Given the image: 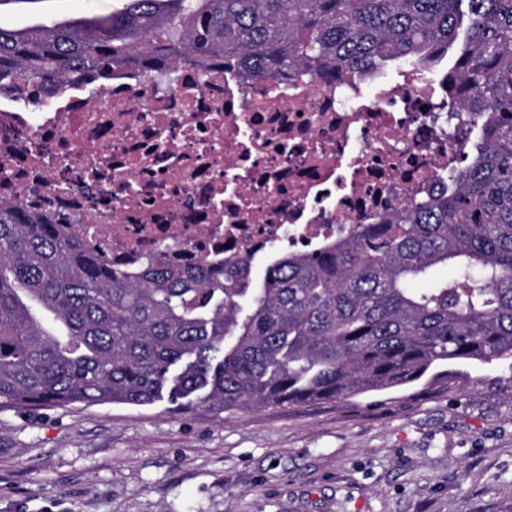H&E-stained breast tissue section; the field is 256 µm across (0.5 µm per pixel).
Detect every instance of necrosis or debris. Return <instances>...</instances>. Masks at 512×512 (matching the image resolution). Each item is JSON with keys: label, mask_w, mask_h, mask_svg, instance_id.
Segmentation results:
<instances>
[{"label": "necrosis or debris", "mask_w": 512, "mask_h": 512, "mask_svg": "<svg viewBox=\"0 0 512 512\" xmlns=\"http://www.w3.org/2000/svg\"><path fill=\"white\" fill-rule=\"evenodd\" d=\"M0 105V202L112 264L311 252L448 185L485 126L424 70L315 79L189 63Z\"/></svg>", "instance_id": "1"}]
</instances>
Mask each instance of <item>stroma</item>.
Listing matches in <instances>:
<instances>
[{"instance_id":"stroma-1","label":"stroma","mask_w":512,"mask_h":512,"mask_svg":"<svg viewBox=\"0 0 512 512\" xmlns=\"http://www.w3.org/2000/svg\"><path fill=\"white\" fill-rule=\"evenodd\" d=\"M116 0H10L0 26ZM0 512H512V360L352 400L216 415L0 407Z\"/></svg>"}]
</instances>
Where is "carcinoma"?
<instances>
[{"label":"carcinoma","mask_w":512,"mask_h":512,"mask_svg":"<svg viewBox=\"0 0 512 512\" xmlns=\"http://www.w3.org/2000/svg\"><path fill=\"white\" fill-rule=\"evenodd\" d=\"M92 27L0 26V95L190 61L281 77L424 68L487 112L448 192L317 254L253 268H114L79 233L0 203V407L212 413L351 399L512 359V0H119ZM453 269L446 280L438 266ZM424 282L427 288L413 284Z\"/></svg>","instance_id":"obj_1"}]
</instances>
